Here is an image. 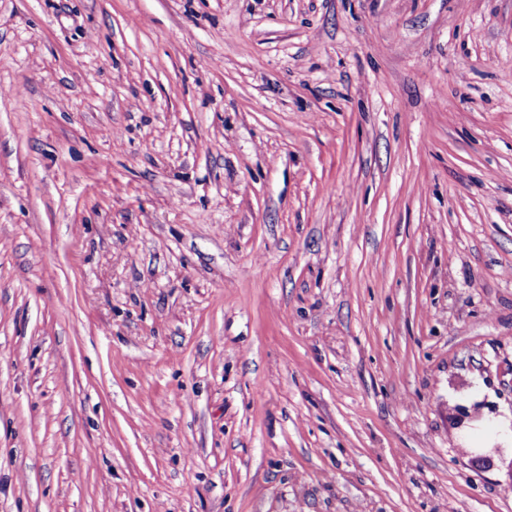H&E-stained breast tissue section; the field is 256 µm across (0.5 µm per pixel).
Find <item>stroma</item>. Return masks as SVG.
<instances>
[{"label": "stroma", "instance_id": "stroma-1", "mask_svg": "<svg viewBox=\"0 0 512 512\" xmlns=\"http://www.w3.org/2000/svg\"><path fill=\"white\" fill-rule=\"evenodd\" d=\"M512 0H0V512H512Z\"/></svg>", "mask_w": 512, "mask_h": 512}]
</instances>
